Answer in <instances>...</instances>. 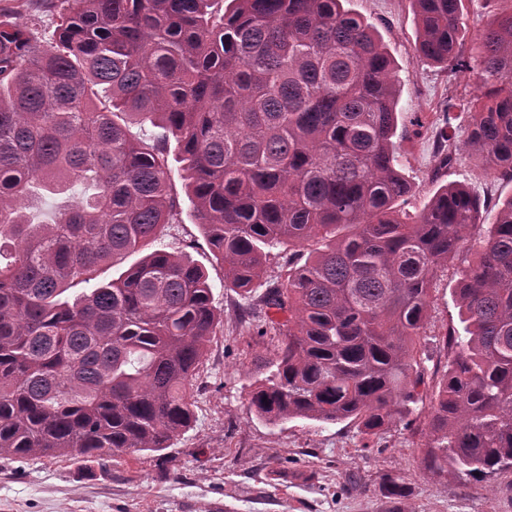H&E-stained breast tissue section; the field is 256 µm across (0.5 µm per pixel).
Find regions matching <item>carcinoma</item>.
I'll use <instances>...</instances> for the list:
<instances>
[{
	"instance_id": "carcinoma-1",
	"label": "carcinoma",
	"mask_w": 512,
	"mask_h": 512,
	"mask_svg": "<svg viewBox=\"0 0 512 512\" xmlns=\"http://www.w3.org/2000/svg\"><path fill=\"white\" fill-rule=\"evenodd\" d=\"M31 2L0 6V458L159 453L191 428L223 328L207 270L155 249L98 279L180 223L173 141L241 322L281 337L258 419H352L370 438L413 414L430 292L465 250L422 464L512 468V197L449 182L406 211L397 66L374 24L349 0H40L45 39L38 15L19 22ZM412 2L420 57L483 76L473 111L445 101L437 167L465 126L512 182V9L466 53L465 0Z\"/></svg>"
}]
</instances>
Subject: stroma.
Listing matches in <instances>:
<instances>
[{
	"label": "stroma",
	"instance_id": "1",
	"mask_svg": "<svg viewBox=\"0 0 512 512\" xmlns=\"http://www.w3.org/2000/svg\"><path fill=\"white\" fill-rule=\"evenodd\" d=\"M349 6L377 27L396 62L398 111L421 120L401 143L404 171L415 182L409 211L421 210L439 185L452 181L496 199L512 196V183L488 177L467 149H460L452 167L435 168L431 150L441 104L451 95L479 94L478 75L419 57L410 0H350ZM168 181L181 221L166 226L156 246L205 266L213 304L224 316L194 382L192 428L163 460L144 451L123 461L109 455L90 462L0 459V512H512V470L465 481L422 466L428 415L448 360L446 348L434 340L412 426L396 422L368 439L348 421L291 419L271 426L258 420L249 393L264 377L278 339L250 335L241 323V298L224 286V267L192 216L177 160L169 162ZM466 265L462 257L449 262L447 276L432 292L433 336L457 319L451 287ZM387 473L401 476L403 496L387 495Z\"/></svg>",
	"mask_w": 512,
	"mask_h": 512
}]
</instances>
